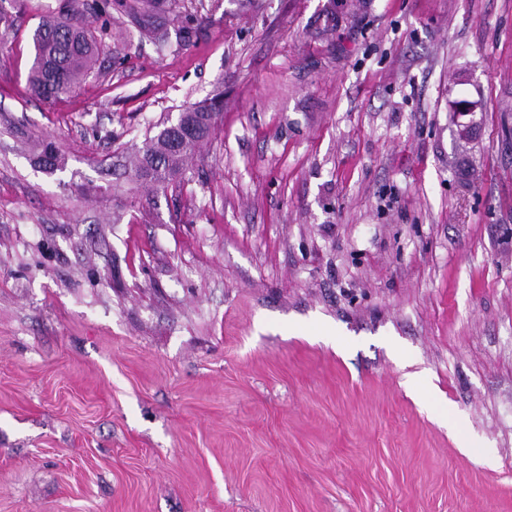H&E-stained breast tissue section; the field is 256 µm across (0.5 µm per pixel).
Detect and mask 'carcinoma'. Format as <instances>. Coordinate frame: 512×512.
Returning a JSON list of instances; mask_svg holds the SVG:
<instances>
[{
  "label": "carcinoma",
  "mask_w": 512,
  "mask_h": 512,
  "mask_svg": "<svg viewBox=\"0 0 512 512\" xmlns=\"http://www.w3.org/2000/svg\"><path fill=\"white\" fill-rule=\"evenodd\" d=\"M108 8L131 18L142 34L159 44L165 43L164 26L172 13V0H108L102 5L97 0H61L54 15L42 21L33 35L34 58L28 84L35 96L46 101L68 96L93 73L94 63L103 50L107 23L96 29L86 14L104 13ZM212 135L208 125L204 138L172 150L171 133L165 126L157 134L146 137L135 148L133 161L123 167L135 181L166 188L175 183L187 159ZM39 156L47 158L45 169L53 172L60 168L53 142H42Z\"/></svg>",
  "instance_id": "cac0c4a2"
}]
</instances>
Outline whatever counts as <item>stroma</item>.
<instances>
[{"label":"stroma","mask_w":512,"mask_h":512,"mask_svg":"<svg viewBox=\"0 0 512 512\" xmlns=\"http://www.w3.org/2000/svg\"><path fill=\"white\" fill-rule=\"evenodd\" d=\"M58 4L0 0V512H512V0L116 13L46 103ZM219 105L220 102H215L214 100L211 101L209 105L201 104L197 106H191L190 108L185 109L183 113H180L182 114V120L178 127H175L173 131L174 145H177L178 141L182 137L192 135L197 132L199 125L194 120V112H196L195 114L200 118L199 121H203L205 119V114L208 112H217ZM203 139L186 142L182 147L171 150L169 141L171 133L168 126H164L157 134L146 136L142 145L135 148L133 161L122 164L125 173L135 181H145L157 184L163 188L175 183L177 177L184 170L187 159L195 152L197 147L213 135L214 129L206 125ZM151 161L152 167H146L144 162Z\"/></svg>","instance_id":"1"}]
</instances>
